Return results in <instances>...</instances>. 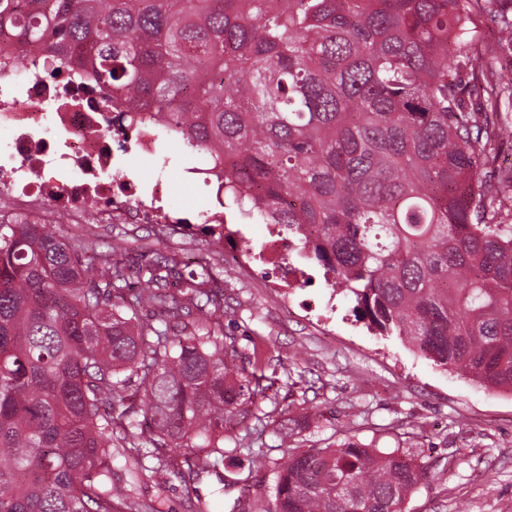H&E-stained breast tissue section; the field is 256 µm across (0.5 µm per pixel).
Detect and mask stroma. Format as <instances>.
Segmentation results:
<instances>
[{
    "mask_svg": "<svg viewBox=\"0 0 512 512\" xmlns=\"http://www.w3.org/2000/svg\"><path fill=\"white\" fill-rule=\"evenodd\" d=\"M477 37L470 94L475 106L487 103V91L512 82V53L499 41L497 27L483 12L471 15ZM178 161L127 156L124 171L137 174L142 192L164 179L170 192L163 203L189 219L191 230L155 237L144 224H60L55 231L79 236L95 252L126 240L133 250L178 252L187 260L204 256L224 287V331L236 339L248 366L263 357L264 372L274 384L256 399V415L245 447L236 449L213 473L197 480L160 479L135 469L131 460L114 456L112 479L127 484L134 500L161 503L163 512H187L188 499L201 500L209 512H241L246 488L272 498V460L281 458L274 406L286 400L319 407L320 426L299 435L303 448H322L351 436L389 450L405 432L412 455L429 476L404 504L405 512H512V393L484 389L471 378L436 365L397 338L375 335L355 317L354 303L332 288L324 270L300 250L269 256L265 241L270 225L224 214L226 240L203 234L200 212L215 202L202 177L191 174L199 154L169 140ZM249 244L245 263L236 245ZM263 451L266 463L255 459Z\"/></svg>",
    "mask_w": 512,
    "mask_h": 512,
    "instance_id": "obj_1",
    "label": "stroma"
}]
</instances>
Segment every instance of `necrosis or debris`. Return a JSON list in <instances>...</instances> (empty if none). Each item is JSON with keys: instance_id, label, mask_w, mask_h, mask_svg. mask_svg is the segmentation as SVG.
<instances>
[{"instance_id": "1", "label": "necrosis or debris", "mask_w": 512, "mask_h": 512, "mask_svg": "<svg viewBox=\"0 0 512 512\" xmlns=\"http://www.w3.org/2000/svg\"><path fill=\"white\" fill-rule=\"evenodd\" d=\"M51 64L0 32V222L176 223L162 205L165 181L146 199L132 179L113 178L127 155H155L154 136L114 135L111 90L88 78H51Z\"/></svg>"}]
</instances>
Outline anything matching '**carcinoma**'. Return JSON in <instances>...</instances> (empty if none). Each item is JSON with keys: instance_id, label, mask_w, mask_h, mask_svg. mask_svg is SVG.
Segmentation results:
<instances>
[{"instance_id": "obj_1", "label": "carcinoma", "mask_w": 512, "mask_h": 512, "mask_svg": "<svg viewBox=\"0 0 512 512\" xmlns=\"http://www.w3.org/2000/svg\"><path fill=\"white\" fill-rule=\"evenodd\" d=\"M475 9L512 47L499 0H0V30L122 94L119 133L204 152L224 205L287 229L369 328L511 392L512 173L484 176L509 126L469 101ZM85 249L0 223V512H141L114 454L209 473L269 389L236 364L208 264ZM284 412L263 512H402L427 477L349 436L301 451L323 415Z\"/></svg>"}]
</instances>
